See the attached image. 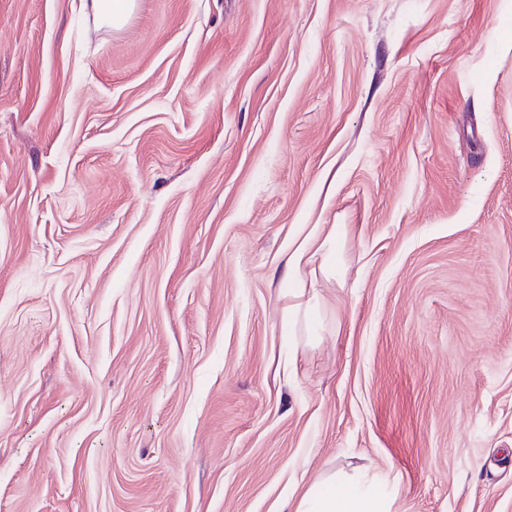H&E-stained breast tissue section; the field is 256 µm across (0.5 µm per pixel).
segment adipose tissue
Listing matches in <instances>:
<instances>
[{"label":"adipose tissue","mask_w":512,"mask_h":512,"mask_svg":"<svg viewBox=\"0 0 512 512\" xmlns=\"http://www.w3.org/2000/svg\"><path fill=\"white\" fill-rule=\"evenodd\" d=\"M348 235L344 224H316L296 241L285 262L280 294L289 325L313 327L320 314L316 285L337 277L341 247ZM393 492L365 472L338 469L322 474L289 505V512H392Z\"/></svg>","instance_id":"obj_1"}]
</instances>
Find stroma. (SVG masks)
I'll use <instances>...</instances> for the list:
<instances>
[{
    "mask_svg": "<svg viewBox=\"0 0 512 512\" xmlns=\"http://www.w3.org/2000/svg\"><path fill=\"white\" fill-rule=\"evenodd\" d=\"M345 224L315 333L286 254ZM512 512V0H0V512ZM135 0H91V10L102 24L119 27L133 11ZM393 491L365 472L322 474L279 512H392ZM288 508L290 509L288 511Z\"/></svg>",
    "mask_w": 512,
    "mask_h": 512,
    "instance_id": "1",
    "label": "stroma"
}]
</instances>
